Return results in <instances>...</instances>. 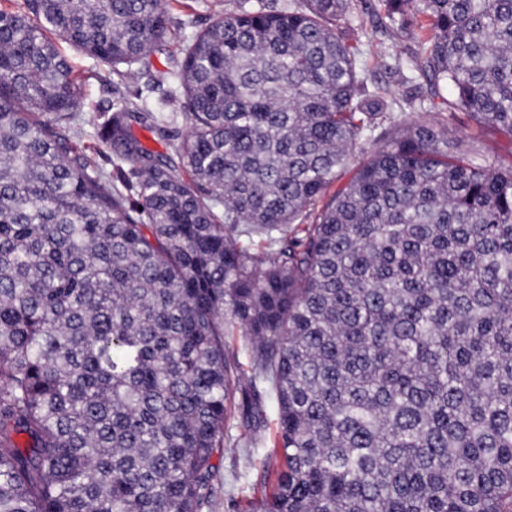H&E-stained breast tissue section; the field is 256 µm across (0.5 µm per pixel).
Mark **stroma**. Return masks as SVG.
<instances>
[{"label":"stroma","instance_id":"obj_1","mask_svg":"<svg viewBox=\"0 0 512 512\" xmlns=\"http://www.w3.org/2000/svg\"><path fill=\"white\" fill-rule=\"evenodd\" d=\"M236 6L237 0H168L166 4L172 30L179 37L203 30L216 16L235 10ZM385 22L381 0H351L337 32L346 41L360 45L369 86L389 90L400 99L426 98L429 89L423 79L400 83L386 69L390 55L400 52L408 58L415 54L418 46L406 39L394 40L391 32L385 30ZM68 56L84 79L80 131L74 141L92 155L98 168L115 174L112 154L97 135L98 115L115 110L123 97L133 101L143 97L149 105H159L166 90L161 87L147 91L141 77L117 84L109 66L73 50ZM448 140L460 156L467 157L477 151L494 158L500 165L512 164V138L495 128L477 125L466 115L449 119ZM247 434L248 428L241 416H234L225 424L224 449L213 458L219 476L212 487L211 505L206 512H241L247 502L261 500L264 494L260 483L261 464L264 460L275 459L277 445L270 437L251 453H244Z\"/></svg>","mask_w":512,"mask_h":512}]
</instances>
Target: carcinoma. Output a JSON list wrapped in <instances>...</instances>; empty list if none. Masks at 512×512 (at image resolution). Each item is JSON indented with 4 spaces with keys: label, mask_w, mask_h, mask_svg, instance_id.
Instances as JSON below:
<instances>
[{
    "label": "carcinoma",
    "mask_w": 512,
    "mask_h": 512,
    "mask_svg": "<svg viewBox=\"0 0 512 512\" xmlns=\"http://www.w3.org/2000/svg\"><path fill=\"white\" fill-rule=\"evenodd\" d=\"M382 4L406 105L512 136V0ZM348 7L238 0L176 59L165 0L0 3V512H203L238 395L281 448L255 512H512V165L401 123ZM60 41L174 84L102 117L118 185Z\"/></svg>",
    "instance_id": "cac0c4a2"
}]
</instances>
